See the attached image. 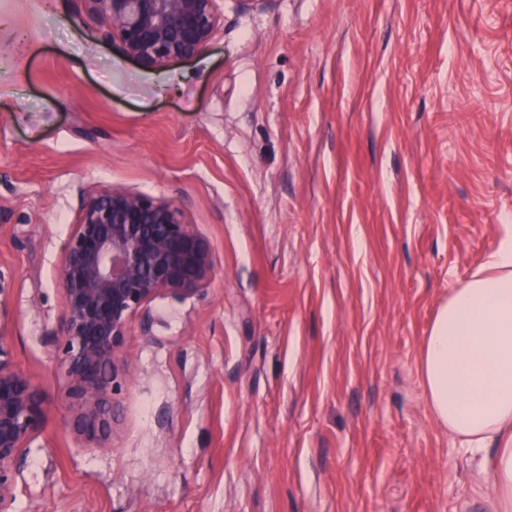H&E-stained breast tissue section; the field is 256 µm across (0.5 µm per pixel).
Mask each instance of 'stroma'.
<instances>
[{"mask_svg": "<svg viewBox=\"0 0 512 512\" xmlns=\"http://www.w3.org/2000/svg\"><path fill=\"white\" fill-rule=\"evenodd\" d=\"M160 68L84 0H0L5 339L45 392L13 512H486L421 346L512 224V0H222ZM105 186L171 202L217 262L132 320L111 441L73 437L64 244Z\"/></svg>", "mask_w": 512, "mask_h": 512, "instance_id": "35a3bbf8", "label": "stroma"}]
</instances>
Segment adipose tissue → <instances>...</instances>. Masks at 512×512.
<instances>
[{
	"label": "adipose tissue",
	"instance_id": "obj_1",
	"mask_svg": "<svg viewBox=\"0 0 512 512\" xmlns=\"http://www.w3.org/2000/svg\"><path fill=\"white\" fill-rule=\"evenodd\" d=\"M420 373L435 421L488 471L490 512H512V227L449 293Z\"/></svg>",
	"mask_w": 512,
	"mask_h": 512
}]
</instances>
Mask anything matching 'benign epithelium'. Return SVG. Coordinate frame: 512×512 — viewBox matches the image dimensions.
Listing matches in <instances>:
<instances>
[{
  "label": "benign epithelium",
  "mask_w": 512,
  "mask_h": 512,
  "mask_svg": "<svg viewBox=\"0 0 512 512\" xmlns=\"http://www.w3.org/2000/svg\"><path fill=\"white\" fill-rule=\"evenodd\" d=\"M86 2L107 20L103 37L150 69L198 55L219 28L220 0ZM215 267L209 242L172 203L112 186L85 201L58 269L65 313L56 350L78 441L101 447L112 438L135 314L165 295H203ZM13 292V279L0 270V512H12L15 473L44 426L47 405L1 338Z\"/></svg>",
  "instance_id": "7a95c632"
}]
</instances>
